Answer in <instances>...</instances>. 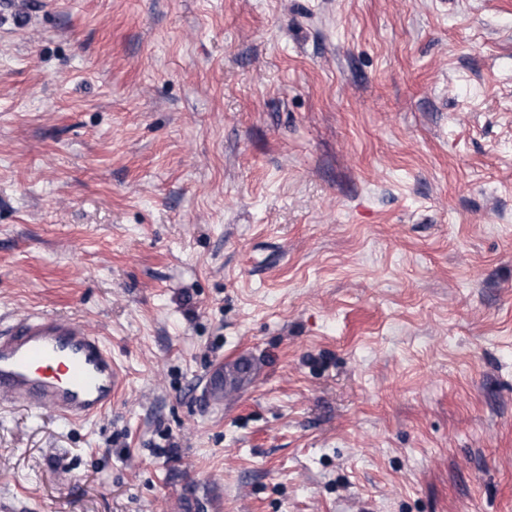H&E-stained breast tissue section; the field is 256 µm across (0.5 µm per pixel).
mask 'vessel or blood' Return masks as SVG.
I'll list each match as a JSON object with an SVG mask.
<instances>
[{"mask_svg": "<svg viewBox=\"0 0 512 512\" xmlns=\"http://www.w3.org/2000/svg\"><path fill=\"white\" fill-rule=\"evenodd\" d=\"M123 383L103 338L81 320L32 313L0 329V400L87 421Z\"/></svg>", "mask_w": 512, "mask_h": 512, "instance_id": "b4317fda", "label": "vessel or blood"}]
</instances>
